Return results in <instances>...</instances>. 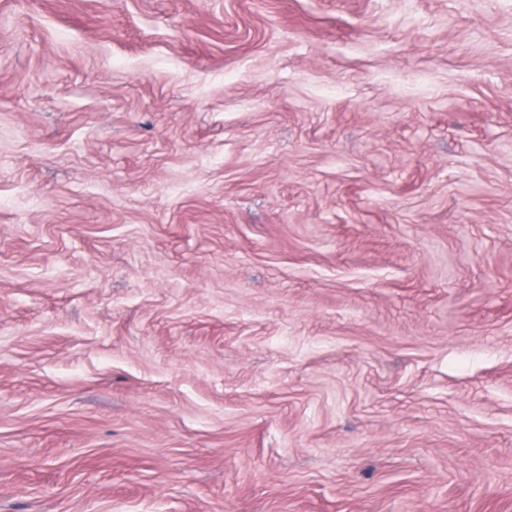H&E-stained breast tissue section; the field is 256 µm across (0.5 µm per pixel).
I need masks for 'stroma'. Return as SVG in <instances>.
<instances>
[{"label": "stroma", "instance_id": "obj_1", "mask_svg": "<svg viewBox=\"0 0 512 512\" xmlns=\"http://www.w3.org/2000/svg\"><path fill=\"white\" fill-rule=\"evenodd\" d=\"M0 512H512V0H0Z\"/></svg>", "mask_w": 512, "mask_h": 512}]
</instances>
